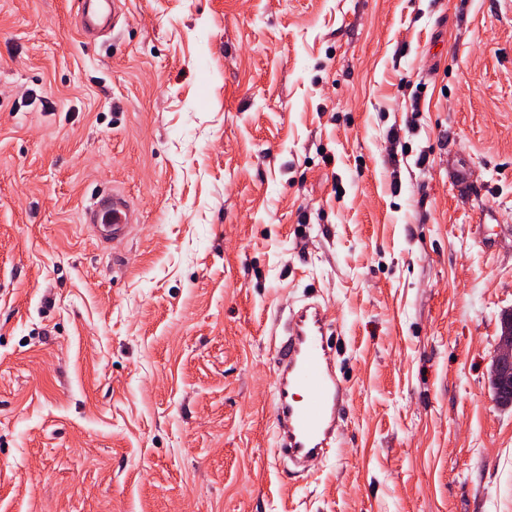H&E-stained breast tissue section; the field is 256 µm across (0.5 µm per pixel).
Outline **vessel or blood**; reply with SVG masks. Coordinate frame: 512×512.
Segmentation results:
<instances>
[{
  "mask_svg": "<svg viewBox=\"0 0 512 512\" xmlns=\"http://www.w3.org/2000/svg\"><path fill=\"white\" fill-rule=\"evenodd\" d=\"M121 11V0H81L80 33L94 38ZM101 243H120L135 224L129 202L117 192L100 193L85 213ZM330 326L319 304L293 311L274 340L277 363L273 394L274 457L296 467L325 456L342 415L344 389L329 346Z\"/></svg>",
  "mask_w": 512,
  "mask_h": 512,
  "instance_id": "1",
  "label": "vessel or blood"
}]
</instances>
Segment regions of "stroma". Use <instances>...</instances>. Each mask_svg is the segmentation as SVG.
Here are the masks:
<instances>
[{"label":"stroma","instance_id":"1","mask_svg":"<svg viewBox=\"0 0 512 512\" xmlns=\"http://www.w3.org/2000/svg\"><path fill=\"white\" fill-rule=\"evenodd\" d=\"M78 9L0 0V512H512V0ZM312 300L346 413L297 474L271 334ZM121 11V0H82L79 8L80 33L95 38L111 25L115 27ZM85 219L101 243L112 241L113 246L122 242L136 223L131 205L114 190L101 192L86 211Z\"/></svg>","mask_w":512,"mask_h":512}]
</instances>
